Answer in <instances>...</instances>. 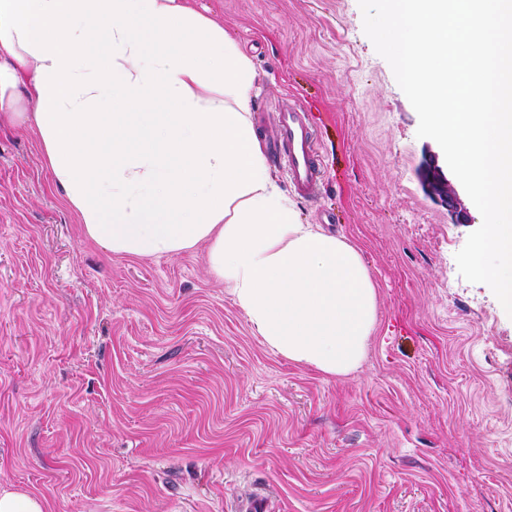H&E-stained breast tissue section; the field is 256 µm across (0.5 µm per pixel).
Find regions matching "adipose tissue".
Wrapping results in <instances>:
<instances>
[{"label":"adipose tissue","instance_id":"adipose-tissue-1","mask_svg":"<svg viewBox=\"0 0 512 512\" xmlns=\"http://www.w3.org/2000/svg\"><path fill=\"white\" fill-rule=\"evenodd\" d=\"M254 80L187 0H0V122L35 125L84 235L134 256L207 244L211 274L269 347L346 376L375 328L377 286L359 249L301 223L274 181Z\"/></svg>","mask_w":512,"mask_h":512}]
</instances>
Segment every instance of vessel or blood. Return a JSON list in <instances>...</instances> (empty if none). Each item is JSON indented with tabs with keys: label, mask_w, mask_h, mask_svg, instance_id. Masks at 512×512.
Returning <instances> with one entry per match:
<instances>
[{
	"label": "vessel or blood",
	"mask_w": 512,
	"mask_h": 512,
	"mask_svg": "<svg viewBox=\"0 0 512 512\" xmlns=\"http://www.w3.org/2000/svg\"><path fill=\"white\" fill-rule=\"evenodd\" d=\"M265 124L276 162L288 172L294 191L303 198L317 199L325 181L318 134L312 112L293 97L280 100Z\"/></svg>",
	"instance_id": "obj_1"
}]
</instances>
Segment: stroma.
<instances>
[{
  "mask_svg": "<svg viewBox=\"0 0 512 512\" xmlns=\"http://www.w3.org/2000/svg\"><path fill=\"white\" fill-rule=\"evenodd\" d=\"M256 73L252 112H314L299 218L360 251L377 322L329 376L257 336L207 249L86 238L35 127L0 126V491L47 512H512V316L455 255L482 223L426 192L419 118L358 0H189Z\"/></svg>",
  "mask_w": 512,
  "mask_h": 512,
  "instance_id": "35a3bbf8",
  "label": "stroma"
}]
</instances>
